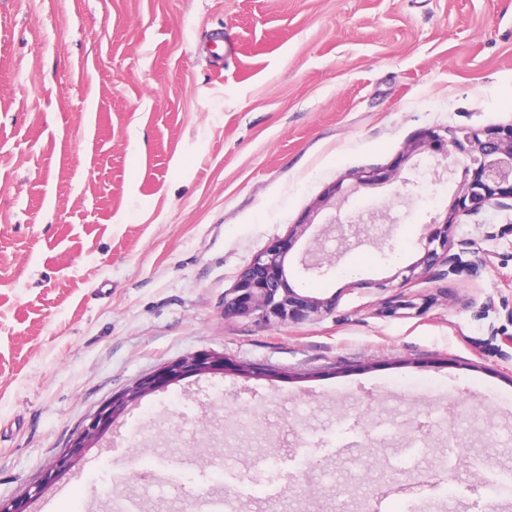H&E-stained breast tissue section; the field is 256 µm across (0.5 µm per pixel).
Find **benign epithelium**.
<instances>
[{
    "mask_svg": "<svg viewBox=\"0 0 512 512\" xmlns=\"http://www.w3.org/2000/svg\"><path fill=\"white\" fill-rule=\"evenodd\" d=\"M448 138L436 131L427 130L408 145L406 157L421 155L432 149L433 144L448 147V152L459 153L467 161L463 169V180L448 207L444 219L431 221L433 231L425 236L423 256L415 263L403 268L404 279L416 275L447 259L448 226L456 223L461 212L478 211L488 205L506 207L503 200H512V125L488 127L482 130L458 128L447 130ZM352 183L343 187L338 182L327 190L320 204L328 203L339 196L346 201L361 188L390 183L395 170L372 168L350 174ZM347 223L358 225L354 233V246L374 239L365 234L367 224H394L396 219L384 209H374L364 215L349 217ZM336 229L335 222L322 225L314 235V247L300 259L304 273L323 276L333 266L337 256H327L322 247V238ZM297 231L288 235V241L275 242L259 252L239 274L236 285L224 296V316L240 317L254 315L265 322H287L308 319L331 310L333 300L319 299L298 294L288 284L286 258L296 240ZM231 370L249 378L258 371L248 364H235L219 352H207L177 358L152 375L136 382L122 395L111 399L97 413L89 417L80 435L59 456L52 468L42 478L28 487L25 493L8 501L0 500V512H29L32 499L43 493L45 487L60 476L72 471L83 458L86 449L97 445L125 415L129 407L138 404L145 396L177 383L192 375L217 374Z\"/></svg>",
    "mask_w": 512,
    "mask_h": 512,
    "instance_id": "1",
    "label": "benign epithelium"
}]
</instances>
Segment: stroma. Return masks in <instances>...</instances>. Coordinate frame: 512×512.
Wrapping results in <instances>:
<instances>
[{
	"label": "stroma",
	"instance_id": "1",
	"mask_svg": "<svg viewBox=\"0 0 512 512\" xmlns=\"http://www.w3.org/2000/svg\"><path fill=\"white\" fill-rule=\"evenodd\" d=\"M510 124L512 0H0V499L113 395L217 351L268 373L146 396L31 512H101L107 485L196 512L218 458L233 512H484L486 471L512 473V209L459 216V271L400 278L463 179L433 149L414 183L405 148ZM373 167L396 176L340 214L390 209L389 246L330 238L321 277L308 236L287 257L331 310L225 317L253 257Z\"/></svg>",
	"mask_w": 512,
	"mask_h": 512
}]
</instances>
